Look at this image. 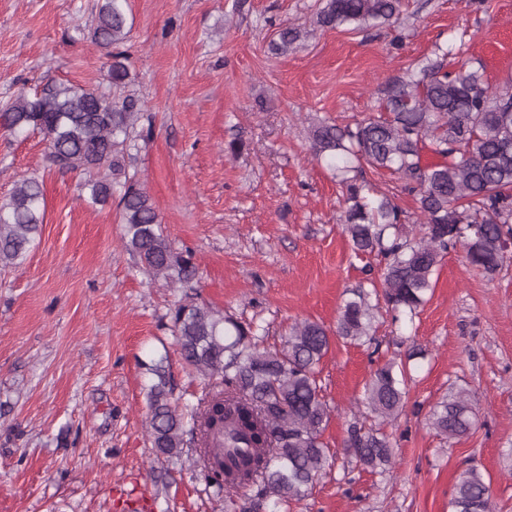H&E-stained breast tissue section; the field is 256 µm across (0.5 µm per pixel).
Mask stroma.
<instances>
[{
	"mask_svg": "<svg viewBox=\"0 0 512 512\" xmlns=\"http://www.w3.org/2000/svg\"><path fill=\"white\" fill-rule=\"evenodd\" d=\"M99 0H0V103L50 83L107 86L110 60L88 29ZM123 49L130 90L151 135L133 167L165 235L197 264L198 301L257 321L269 343L310 319L335 328L364 277L342 231L343 197L311 152L309 131L369 115L388 77L435 44L461 41L451 66L478 61L512 86V0H405L399 22L314 29L321 0H128ZM310 34L287 55L281 28ZM239 143L230 152V143ZM43 182L39 243L0 267V512H120L113 488L147 494L152 512H224L189 456L156 460L146 431L147 362L166 357L179 407L202 382L176 351L167 318L184 295L143 272L125 248L116 204L94 206L84 175L59 173L45 139L0 129V199L22 178ZM378 349L332 338L320 378L332 408L323 439L338 458L290 512H450L459 473L491 480L512 512V250L494 276L449 251L413 321L384 316ZM416 344L393 474L342 455L354 398L372 369ZM474 397L478 424L446 441L427 424L450 386Z\"/></svg>",
	"mask_w": 512,
	"mask_h": 512,
	"instance_id": "obj_1",
	"label": "stroma"
}]
</instances>
